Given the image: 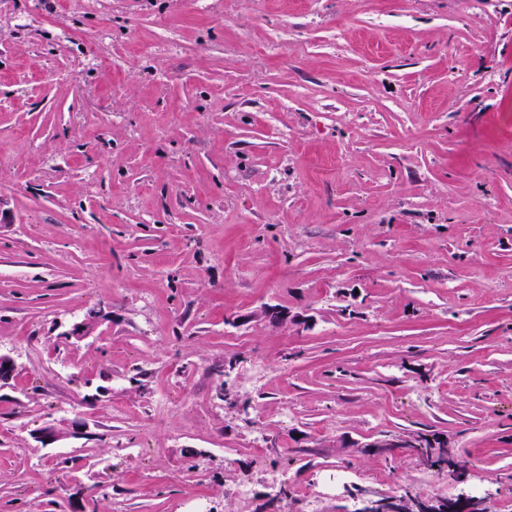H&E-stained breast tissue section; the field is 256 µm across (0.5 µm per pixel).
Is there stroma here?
Masks as SVG:
<instances>
[{
  "instance_id": "35a3bbf8",
  "label": "stroma",
  "mask_w": 512,
  "mask_h": 512,
  "mask_svg": "<svg viewBox=\"0 0 512 512\" xmlns=\"http://www.w3.org/2000/svg\"><path fill=\"white\" fill-rule=\"evenodd\" d=\"M0 353V512H512V0H0ZM417 445L424 446V448H417ZM410 447L412 453L416 450L425 451V453H427L430 460V466L427 469H437L440 471L448 469V466H455L462 463L460 460H455V457L448 451V448H444L443 446L434 447L428 438L421 435H417L414 439V443L411 444ZM468 476L469 472L466 471V468L460 466L453 467L448 474V477L454 485L464 483ZM487 511L486 500L484 498H477L460 492L452 498H448L447 501L437 498L425 497L421 500L420 510L426 512H472L475 511L479 506Z\"/></svg>"
}]
</instances>
